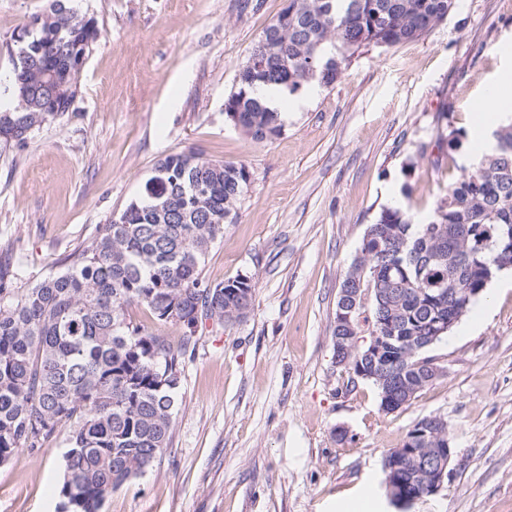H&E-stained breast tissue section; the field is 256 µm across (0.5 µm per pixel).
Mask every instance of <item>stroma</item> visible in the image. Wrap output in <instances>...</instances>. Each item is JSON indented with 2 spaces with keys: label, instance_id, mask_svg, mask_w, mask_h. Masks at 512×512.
<instances>
[{
  "label": "stroma",
  "instance_id": "obj_1",
  "mask_svg": "<svg viewBox=\"0 0 512 512\" xmlns=\"http://www.w3.org/2000/svg\"><path fill=\"white\" fill-rule=\"evenodd\" d=\"M52 0H0V88L14 38ZM285 0H74L100 38L66 114L26 146L0 144V260L19 288L61 270L142 191L159 160L189 150L245 164L206 283L247 278L240 320L203 322L181 365L170 448L102 512H330L366 482L392 512L384 461L421 419L455 449L436 494L404 512H512V288L500 272L428 353L444 372L385 412L371 382L338 368L340 286L381 212L427 223L466 153L470 101L503 67L512 0H455L422 38L367 45L281 133L252 140L224 101ZM64 435L0 466V512H56Z\"/></svg>",
  "mask_w": 512,
  "mask_h": 512
}]
</instances>
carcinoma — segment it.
Listing matches in <instances>:
<instances>
[{"label": "carcinoma", "instance_id": "cac0c4a2", "mask_svg": "<svg viewBox=\"0 0 512 512\" xmlns=\"http://www.w3.org/2000/svg\"><path fill=\"white\" fill-rule=\"evenodd\" d=\"M455 0H288V29L270 23L252 48L258 66L245 62L238 90L224 101L227 117L257 141L277 136L281 113L255 95L260 84L296 94L327 87L345 62L367 45L394 46L423 37L444 20ZM96 21L63 0L22 27L12 94L17 106L0 120L28 131L41 98L64 87L58 106L69 110L80 89L75 62L93 44L83 31ZM496 147L475 168L463 170L427 224L400 208L382 211L370 225L361 253L364 286L372 288L370 320L383 315L381 360L391 380L377 378L381 400L414 399L427 385L422 353L436 318L469 311L487 283L479 262L512 267L502 230L512 227V124L495 133ZM248 180L245 166L204 160L193 152L166 156L141 194L120 212L124 224H104L65 259V268L32 288L14 287L0 265V466L23 449L36 451L63 428L68 450L58 496L60 512H100L106 497L145 473L172 441L181 358L197 343L207 320L223 322L228 308H248L247 279L217 285L201 274L212 244L236 214ZM443 251V262L433 260ZM461 291L438 293L448 279ZM145 308L182 329L180 351L128 318ZM414 461L396 448L386 480L417 496L429 472L424 460L439 445L419 443Z\"/></svg>", "mask_w": 512, "mask_h": 512}]
</instances>
